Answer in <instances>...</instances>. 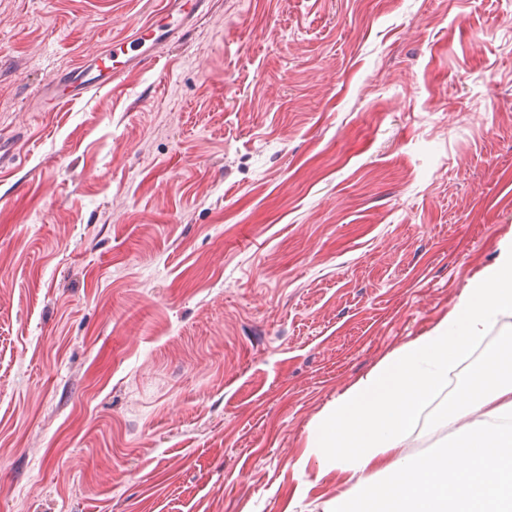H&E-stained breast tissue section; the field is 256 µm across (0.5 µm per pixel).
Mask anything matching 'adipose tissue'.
Here are the masks:
<instances>
[{"label": "adipose tissue", "mask_w": 512, "mask_h": 512, "mask_svg": "<svg viewBox=\"0 0 512 512\" xmlns=\"http://www.w3.org/2000/svg\"><path fill=\"white\" fill-rule=\"evenodd\" d=\"M512 317V235L429 330L359 376L307 429L319 476L336 474L344 494L329 512H512V339L480 366L439 413L468 417L450 442L423 456L403 447L449 371L486 327Z\"/></svg>", "instance_id": "1"}]
</instances>
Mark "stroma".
Returning a JSON list of instances; mask_svg holds the SVG:
<instances>
[{"label": "stroma", "instance_id": "35a3bbf8", "mask_svg": "<svg viewBox=\"0 0 512 512\" xmlns=\"http://www.w3.org/2000/svg\"><path fill=\"white\" fill-rule=\"evenodd\" d=\"M157 2L0 0V512H325L310 423L512 233V0H202L50 101ZM184 0H161L159 4L158 11L167 13L168 16L173 17V14L176 13L177 15H181L180 17H177L176 23L171 26L169 29L165 30L163 34L153 37L156 33V31L152 30L148 35L153 36L150 38L152 40L151 47H155V45L162 41H167L172 37L174 32L181 27H184L186 24L190 22L192 17L190 18V12H186L182 7L184 4L182 3ZM100 63L94 76L85 73L83 67L79 66L53 77L50 81L53 89L51 101L56 104L72 102L86 92L112 84L122 73V68L112 65V53L101 57Z\"/></svg>", "mask_w": 512, "mask_h": 512}]
</instances>
